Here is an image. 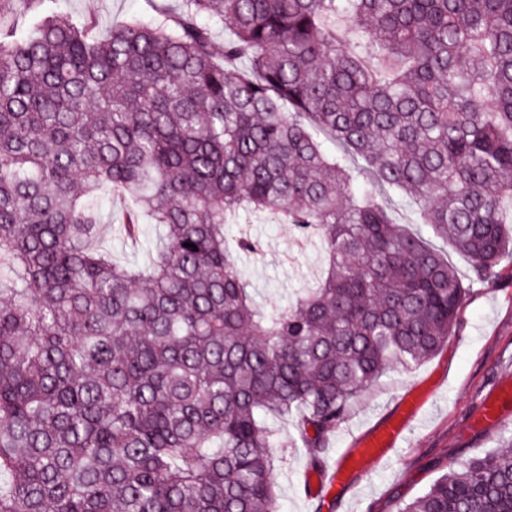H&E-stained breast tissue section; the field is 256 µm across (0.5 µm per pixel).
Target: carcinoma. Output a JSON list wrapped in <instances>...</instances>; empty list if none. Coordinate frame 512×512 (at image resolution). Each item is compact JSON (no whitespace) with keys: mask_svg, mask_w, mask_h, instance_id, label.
<instances>
[{"mask_svg":"<svg viewBox=\"0 0 512 512\" xmlns=\"http://www.w3.org/2000/svg\"><path fill=\"white\" fill-rule=\"evenodd\" d=\"M114 195L128 236L162 231L143 265L98 244ZM507 200L512 0H181L103 38L0 25V512H280L288 442L266 420H295L323 472L352 404L512 269ZM242 211L318 237L316 283L259 299ZM440 469L397 512H512V437ZM382 203L398 223L408 224L413 229H420V226L416 224V215L400 195L393 192L384 193Z\"/></svg>","mask_w":512,"mask_h":512,"instance_id":"carcinoma-1","label":"carcinoma"}]
</instances>
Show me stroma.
Wrapping results in <instances>:
<instances>
[{
	"instance_id": "stroma-1",
	"label": "stroma",
	"mask_w": 512,
	"mask_h": 512,
	"mask_svg": "<svg viewBox=\"0 0 512 512\" xmlns=\"http://www.w3.org/2000/svg\"><path fill=\"white\" fill-rule=\"evenodd\" d=\"M170 0H54L55 12L107 33L112 24L161 19ZM240 229L256 241L257 251L240 262L253 288L278 300L307 287L317 276L322 254L316 240L269 218H242ZM512 378V275L497 283L474 285L456 332L442 350L411 370L390 369L355 403L329 441L327 464H334L353 438L394 412L403 395L425 384L429 400L407 432L403 446L364 477L354 478L332 512H394L436 477L435 462L461 461L496 448L506 429L473 427L487 395ZM277 470L280 512H315L301 479L310 462L299 448H283Z\"/></svg>"
}]
</instances>
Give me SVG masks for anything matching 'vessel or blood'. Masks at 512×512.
Here are the masks:
<instances>
[{
  "label": "vessel or blood",
  "instance_id": "1",
  "mask_svg": "<svg viewBox=\"0 0 512 512\" xmlns=\"http://www.w3.org/2000/svg\"><path fill=\"white\" fill-rule=\"evenodd\" d=\"M511 398L512 381L507 379L500 383L496 392L483 404L481 422L491 428L511 425L512 414L500 407L501 401ZM403 406L401 416L359 434L354 447L347 449L325 474L306 476L305 482L312 495H319L325 490L345 491L352 478L368 474L375 464L395 451L421 409L420 404L408 399L404 400Z\"/></svg>",
  "mask_w": 512,
  "mask_h": 512
}]
</instances>
